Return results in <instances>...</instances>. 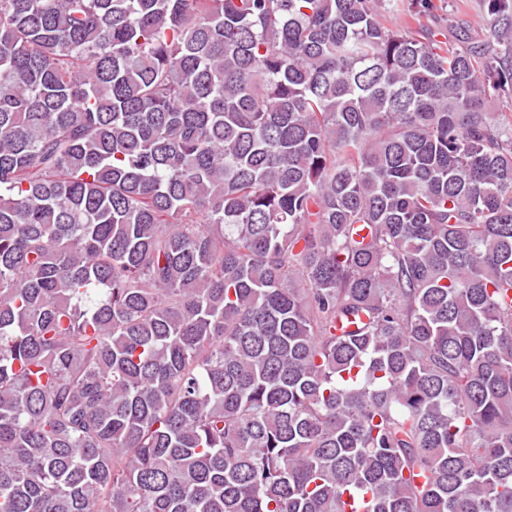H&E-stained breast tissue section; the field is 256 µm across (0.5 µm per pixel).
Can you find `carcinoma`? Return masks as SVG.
<instances>
[{
	"instance_id": "carcinoma-1",
	"label": "carcinoma",
	"mask_w": 512,
	"mask_h": 512,
	"mask_svg": "<svg viewBox=\"0 0 512 512\" xmlns=\"http://www.w3.org/2000/svg\"><path fill=\"white\" fill-rule=\"evenodd\" d=\"M437 9L0 0V512H512V0Z\"/></svg>"
}]
</instances>
